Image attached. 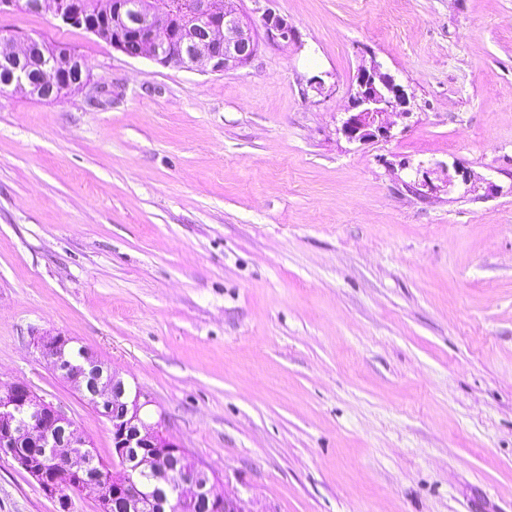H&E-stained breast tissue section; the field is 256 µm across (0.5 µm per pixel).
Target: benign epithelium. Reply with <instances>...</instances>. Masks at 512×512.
Listing matches in <instances>:
<instances>
[{
    "mask_svg": "<svg viewBox=\"0 0 512 512\" xmlns=\"http://www.w3.org/2000/svg\"><path fill=\"white\" fill-rule=\"evenodd\" d=\"M28 7L48 11L62 23L94 34L112 35V48L136 57H148L163 66L202 68L211 72L239 68L255 57L258 43L253 23L235 7L234 0H187L178 31L164 0H110L93 14L80 11L75 0H29ZM267 37L285 43L300 38L288 18L267 10L262 15ZM89 70L74 51L48 50L35 40L17 43L0 38V88L55 100L71 88L88 84ZM409 98L378 63L359 70L348 116L340 132L350 142L365 144L390 133L393 115L410 113ZM67 336L39 338L41 356L112 426V468L119 471L112 491L104 485V471L91 468V441L59 407L18 381L0 391V454L10 456L41 490L58 503L69 505L67 492L96 496L98 512H161L167 503L162 490L174 494L187 512H248L244 500L223 488L214 471L195 460L186 449L164 437L148 423L143 409L149 403L141 390L133 391L91 353L82 361L66 355ZM149 473L151 482L138 485L126 478V460Z\"/></svg>",
    "mask_w": 512,
    "mask_h": 512,
    "instance_id": "benign-epithelium-1",
    "label": "benign epithelium"
}]
</instances>
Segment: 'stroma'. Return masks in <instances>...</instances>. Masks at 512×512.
Wrapping results in <instances>:
<instances>
[{
    "label": "stroma",
    "instance_id": "stroma-1",
    "mask_svg": "<svg viewBox=\"0 0 512 512\" xmlns=\"http://www.w3.org/2000/svg\"><path fill=\"white\" fill-rule=\"evenodd\" d=\"M235 5L299 42L257 27L251 62L212 73L0 12V36L91 75L0 92V388L27 382L109 458L35 346L59 332L250 512H512V0ZM374 62L411 113L351 143ZM56 510L0 456V512ZM262 24L267 37L271 40L288 43L297 42L300 38L299 31L288 18L272 10H266L262 15Z\"/></svg>",
    "mask_w": 512,
    "mask_h": 512
}]
</instances>
